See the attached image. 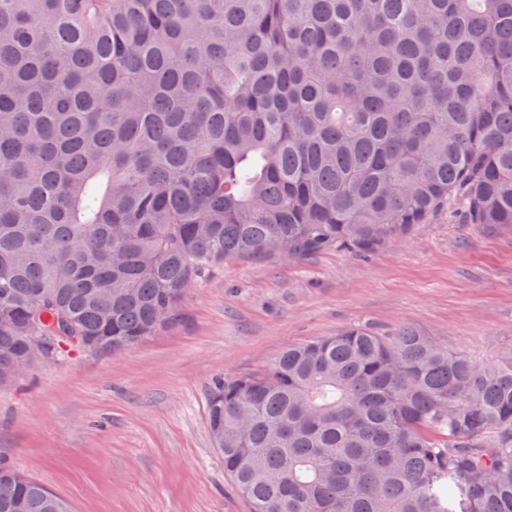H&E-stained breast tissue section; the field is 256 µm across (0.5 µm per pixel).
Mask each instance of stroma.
I'll use <instances>...</instances> for the list:
<instances>
[{
    "instance_id": "obj_1",
    "label": "stroma",
    "mask_w": 512,
    "mask_h": 512,
    "mask_svg": "<svg viewBox=\"0 0 512 512\" xmlns=\"http://www.w3.org/2000/svg\"><path fill=\"white\" fill-rule=\"evenodd\" d=\"M357 325L410 326L477 363L512 354V224L443 212L362 255L224 260L160 335L0 387V459L72 512H249L209 432L213 382Z\"/></svg>"
}]
</instances>
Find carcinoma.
I'll use <instances>...</instances> for the list:
<instances>
[{
	"instance_id": "cac0c4a2",
	"label": "carcinoma",
	"mask_w": 512,
	"mask_h": 512,
	"mask_svg": "<svg viewBox=\"0 0 512 512\" xmlns=\"http://www.w3.org/2000/svg\"><path fill=\"white\" fill-rule=\"evenodd\" d=\"M460 208L512 224V0H0V387L228 258ZM208 424L250 512H512V357L409 326L220 377ZM0 512L70 508L0 461Z\"/></svg>"
}]
</instances>
